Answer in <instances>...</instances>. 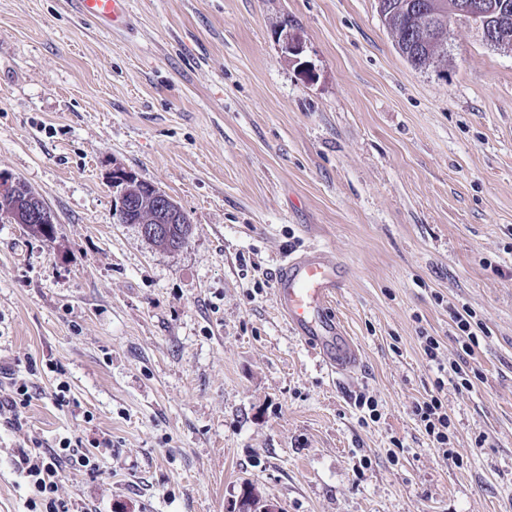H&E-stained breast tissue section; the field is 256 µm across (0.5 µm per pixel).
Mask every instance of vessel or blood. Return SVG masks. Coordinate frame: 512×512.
I'll return each instance as SVG.
<instances>
[{
  "instance_id": "b4317fda",
  "label": "vessel or blood",
  "mask_w": 512,
  "mask_h": 512,
  "mask_svg": "<svg viewBox=\"0 0 512 512\" xmlns=\"http://www.w3.org/2000/svg\"><path fill=\"white\" fill-rule=\"evenodd\" d=\"M80 14L120 27L129 21L127 0H75ZM341 262L318 247L302 254H286L275 272V293L288 329L305 345L320 349L331 372L347 376L360 364L361 355L331 304L344 285Z\"/></svg>"
}]
</instances>
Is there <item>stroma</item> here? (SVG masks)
<instances>
[{
  "label": "stroma",
  "instance_id": "stroma-1",
  "mask_svg": "<svg viewBox=\"0 0 512 512\" xmlns=\"http://www.w3.org/2000/svg\"><path fill=\"white\" fill-rule=\"evenodd\" d=\"M128 8L0 0V173L55 215L49 239L0 216V371L36 386L0 426V512H28L17 448L75 435L112 440L64 472L75 512H227L247 483L279 512H512V50L458 17L413 69L376 0ZM117 168L188 214L183 247L116 221ZM312 245L348 268V378L278 312L275 267ZM462 357L473 388L435 391ZM434 393L447 457L411 414ZM80 14L105 21L112 27L124 26L129 21L127 0H75Z\"/></svg>",
  "mask_w": 512,
  "mask_h": 512
}]
</instances>
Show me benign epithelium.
<instances>
[{
    "instance_id": "obj_1",
    "label": "benign epithelium",
    "mask_w": 512,
    "mask_h": 512,
    "mask_svg": "<svg viewBox=\"0 0 512 512\" xmlns=\"http://www.w3.org/2000/svg\"><path fill=\"white\" fill-rule=\"evenodd\" d=\"M404 10L421 18L418 28L410 40L402 45L405 57L413 60L439 58L447 52L450 31L449 18L466 17L480 28L483 39L492 47L512 42V33L503 22L496 23L491 17H500L512 11V4L502 0L494 10L488 8L487 0H455L448 12L438 9L437 2L404 0ZM112 181L121 186L116 209L134 208L143 237L158 239L167 233L171 224L181 221L177 205L164 191L153 185L144 191V180L123 169L112 172ZM9 215L15 223L29 230H43L54 223V215L45 201L33 191H25L15 179L0 177V214Z\"/></svg>"
}]
</instances>
